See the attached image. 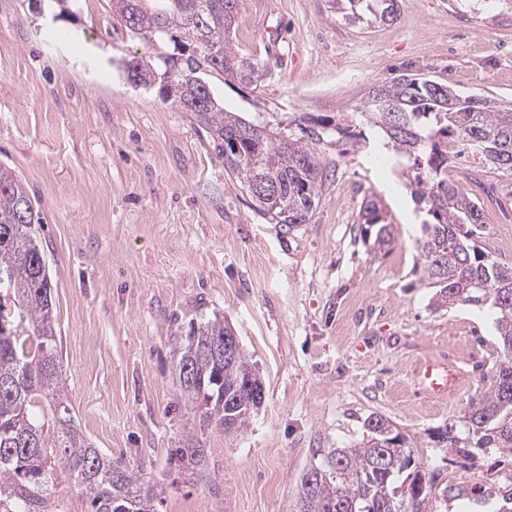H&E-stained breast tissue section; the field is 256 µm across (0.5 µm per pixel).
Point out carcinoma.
I'll list each match as a JSON object with an SVG mask.
<instances>
[{"label":"carcinoma","instance_id":"cac0c4a2","mask_svg":"<svg viewBox=\"0 0 512 512\" xmlns=\"http://www.w3.org/2000/svg\"><path fill=\"white\" fill-rule=\"evenodd\" d=\"M112 19L148 43L171 51L154 61L132 58L126 76L137 86L158 83L164 100L205 131L224 171L238 179L255 210L275 224H305L327 179L312 144L320 132L304 128L295 138L247 122L215 98L210 78L225 85L256 87L267 65L244 54L230 37L240 0H111ZM366 5L380 22L394 20L398 0H334L351 23ZM358 119L383 136L382 162L392 158L419 170L398 187L425 211L419 242L423 274L435 288L432 306L493 310L498 356L490 387L471 399L463 416L467 435L455 426L440 442L464 460L494 451L512 458V264L479 245L487 236L483 207L448 180V138L468 143L489 169L512 174V107L477 89L459 94L431 76L404 73L368 91ZM360 224L373 247L391 244L379 201L363 202ZM232 328L219 318L193 321L176 361L179 396L198 416L199 433L174 450L179 465L193 472L204 462V438L241 431L251 417L249 397L239 386L247 375L265 389L259 372L238 353L232 367L212 347ZM358 448H330L309 471L323 473L310 490L300 482L294 512H433L436 481L420 469L414 450L382 416L365 421ZM73 478L91 512H156L160 492L144 477L106 457L85 439L66 405L61 352L44 252L34 224V205L25 184L0 163V512H46L57 472ZM459 512H512V473L502 484L462 482L441 489Z\"/></svg>","mask_w":512,"mask_h":512}]
</instances>
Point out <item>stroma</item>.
<instances>
[{"label":"stroma","instance_id":"1","mask_svg":"<svg viewBox=\"0 0 512 512\" xmlns=\"http://www.w3.org/2000/svg\"><path fill=\"white\" fill-rule=\"evenodd\" d=\"M232 38L269 62L258 88L214 81L227 110L297 133L331 130L316 149L330 177L308 223H270L158 89L128 83L125 61L152 44L113 28L111 0H0V162L36 202L67 404L86 439L162 488L158 512H293L303 474L327 449L360 445L370 415L405 436L446 484L512 473L480 455L466 471L437 433L489 386L497 356L490 310L434 309L417 245L425 218L375 169L376 135L355 111L369 89L424 73L466 94L512 101V0H400L388 24L354 25L332 0H240ZM363 147L339 141L336 127ZM479 170L485 244L512 263V176ZM376 197L393 226L384 250L359 224ZM218 316L265 383L243 431L212 434L204 477L169 463L199 424L179 403L174 356L189 323ZM465 374L438 399L418 389L421 364Z\"/></svg>","mask_w":512,"mask_h":512}]
</instances>
